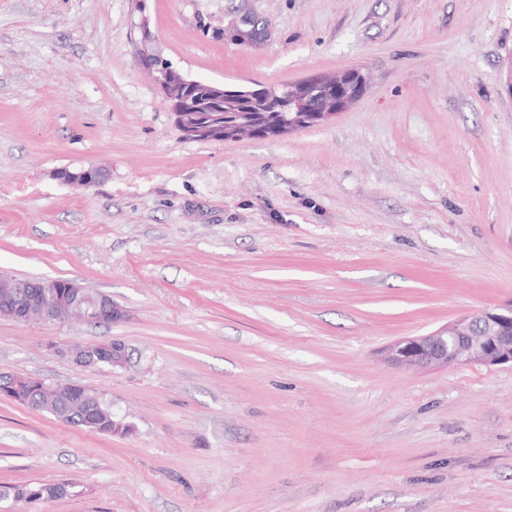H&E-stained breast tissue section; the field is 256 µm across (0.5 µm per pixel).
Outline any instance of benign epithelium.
<instances>
[{
    "label": "benign epithelium",
    "mask_w": 512,
    "mask_h": 512,
    "mask_svg": "<svg viewBox=\"0 0 512 512\" xmlns=\"http://www.w3.org/2000/svg\"><path fill=\"white\" fill-rule=\"evenodd\" d=\"M152 59L153 55H144L143 64L155 74L159 85L174 90L171 95L173 111L197 112L202 104L220 107L224 103V85L198 83L179 70L175 72L169 68L150 65L149 61ZM351 82L365 86L362 75L351 68L324 78L317 76L307 81L299 90H288V103L297 107L308 101L310 93H322L324 97L320 118L326 121L348 109L356 101V98L345 93L347 84ZM252 122V115L244 114L237 126L223 130L224 140L235 141L251 135ZM104 175L105 170L101 166L80 171L60 169L55 172V177L60 182L84 188L97 184ZM43 288L45 285L42 283L30 284L23 302L5 312L1 311L0 315L20 323L33 320L51 323L59 321L61 312L67 310L75 320H92L104 326H111L126 318V311L112 297L103 293L96 297L94 315H89L88 309L84 307L86 297L83 287L73 281L68 283V294L64 302L44 301ZM99 349L112 353L110 362L114 368H121L128 362L127 348L119 340L103 343L99 345ZM67 354L84 366H96L101 362L91 349L80 344L69 346ZM380 356L382 361L399 368H448L465 364L512 367V299L494 308L464 315L429 334L397 340L382 349ZM68 388L79 396L84 420L88 423L94 422L100 403L97 393L75 384L42 385V390L47 395L58 394Z\"/></svg>",
    "instance_id": "benign-epithelium-1"
}]
</instances>
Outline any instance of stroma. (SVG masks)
<instances>
[{
	"mask_svg": "<svg viewBox=\"0 0 512 512\" xmlns=\"http://www.w3.org/2000/svg\"><path fill=\"white\" fill-rule=\"evenodd\" d=\"M147 50L227 86L354 68L366 91L284 136L191 140ZM511 67L512 0H0V274L127 312L0 317V374L134 426L0 395V512H512V368L379 356L512 298ZM114 338L122 368L66 353ZM105 175L101 166H93L80 171L60 169L55 172V177L60 182L71 186L88 188L97 184ZM39 385L40 381L35 379L15 376H0V392L7 394L15 401L33 411L50 414L65 423L82 427L101 435H126L132 432L131 428L122 425V422L119 423V419L114 418V421L112 422V411L104 402L103 405L100 406L101 411L99 421L96 424L84 425L83 422H80L79 413L73 414L69 422H66V419H61L56 415V410L53 406H49L44 402L38 403L36 401ZM67 388L72 389L71 393L79 395L80 406L84 410V420L87 423L94 422V419L96 418V411L98 410L100 403L99 395L97 393L75 384L45 385L42 383V390L47 395L61 393Z\"/></svg>",
	"mask_w": 512,
	"mask_h": 512,
	"instance_id": "obj_1",
	"label": "stroma"
}]
</instances>
